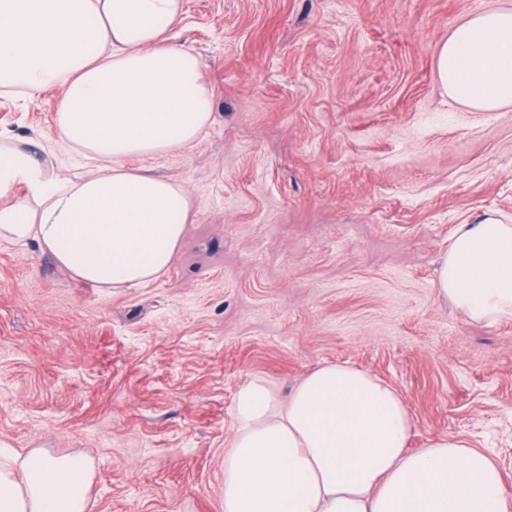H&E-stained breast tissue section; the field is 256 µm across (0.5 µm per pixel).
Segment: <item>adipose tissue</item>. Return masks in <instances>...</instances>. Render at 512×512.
Wrapping results in <instances>:
<instances>
[{"label":"adipose tissue","instance_id":"obj_1","mask_svg":"<svg viewBox=\"0 0 512 512\" xmlns=\"http://www.w3.org/2000/svg\"><path fill=\"white\" fill-rule=\"evenodd\" d=\"M182 0H0V86L64 89L59 138L98 160L72 180L30 146H0V240H34L78 282L133 288L173 262L191 210L180 183L129 158L192 146L214 95L197 57L173 44ZM449 97L512 105V9L472 14L438 51ZM442 295L473 321L512 318V224L458 225L440 259ZM224 454V512H512L499 466L440 434L409 451L408 408L360 368L327 364L279 403L256 379L238 390ZM91 460L36 448L0 469V512H88Z\"/></svg>","mask_w":512,"mask_h":512}]
</instances>
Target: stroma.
<instances>
[{"mask_svg": "<svg viewBox=\"0 0 512 512\" xmlns=\"http://www.w3.org/2000/svg\"><path fill=\"white\" fill-rule=\"evenodd\" d=\"M512 0H182L212 121L192 147L133 158L191 196L171 266L143 288L75 281L35 242L0 243V462L91 459L90 512H224L237 391L279 400L349 364L404 399L411 449L466 438L512 488V319L440 295L460 224H512V107L449 99L440 45ZM62 91H0V131L54 171Z\"/></svg>", "mask_w": 512, "mask_h": 512, "instance_id": "stroma-1", "label": "stroma"}]
</instances>
